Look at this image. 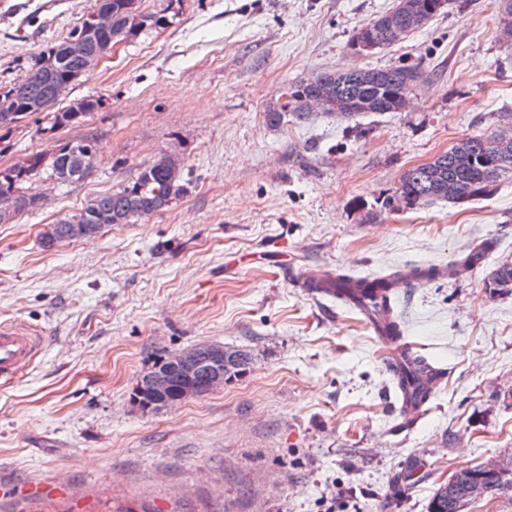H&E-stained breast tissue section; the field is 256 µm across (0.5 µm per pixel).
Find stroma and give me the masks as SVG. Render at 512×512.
Here are the masks:
<instances>
[{
	"label": "stroma",
	"instance_id": "stroma-1",
	"mask_svg": "<svg viewBox=\"0 0 512 512\" xmlns=\"http://www.w3.org/2000/svg\"><path fill=\"white\" fill-rule=\"evenodd\" d=\"M395 0H141L164 27L122 42L54 109L0 136V170L42 206L0 223V323L43 340L0 386V512H428L463 468L512 454V176L489 196L395 209L402 176L462 138L512 129V38L494 0H454L367 55L353 32ZM92 0H0V86L66 38ZM410 65L425 79L397 112H320L269 127L284 87L326 69ZM98 105L55 126L76 100ZM93 136L91 173L51 176ZM182 156L164 210L45 248L47 225ZM465 275L457 260L483 241ZM448 276L399 289L403 340L444 370L416 420L399 411L391 344L303 282L344 269ZM200 342L252 352L224 387L161 412L130 398L161 356ZM97 151V142L93 138H82L77 141L69 142L60 148L57 154L53 156L52 161V176L53 178L55 177L56 184L68 186L84 180L96 162L98 156ZM75 154L84 158L86 161L85 169L88 168V172L81 177H76L72 180H64L61 178L59 168L69 157Z\"/></svg>",
	"mask_w": 512,
	"mask_h": 512
}]
</instances>
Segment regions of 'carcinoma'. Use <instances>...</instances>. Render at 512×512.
<instances>
[{
    "mask_svg": "<svg viewBox=\"0 0 512 512\" xmlns=\"http://www.w3.org/2000/svg\"><path fill=\"white\" fill-rule=\"evenodd\" d=\"M386 15L394 26L406 31L408 36L419 31L413 18L401 8V0H396ZM95 16L105 20L106 28L89 35L87 30ZM165 21L162 14L141 13L138 0H93L91 11L82 23L75 26L64 40L51 47L47 55L35 63L25 80L0 90V115H13L12 121L0 122V131H9L23 119L53 106L59 100L57 89L71 86L86 70L87 57L99 53L108 41L127 40L146 29L161 27ZM78 40L81 41L83 53L74 54L69 51L68 44ZM373 73V79L354 83L350 81L347 70H324L316 74L315 81L307 79L298 82L288 88L283 106L267 110L266 124L277 128L290 116L300 120L308 118L312 115L308 101L315 97L334 101L340 96L349 101H368L371 112H398L402 107L401 96L410 94L423 79L419 68L408 65L375 68ZM96 105L93 99H82L76 106L57 113L56 122L60 125L75 124L93 112ZM489 139L490 136L485 134L468 138L471 145L467 155L461 159L447 152L436 159V163L443 165L446 171L451 191L445 190L437 195L431 193L424 172L415 167L403 175L400 183L402 192L397 198L403 201L405 207L413 208L436 201L464 204L490 194L504 175L512 173V167L498 170L490 164L488 152L483 150V145ZM97 151V142L93 138H82L60 148L52 161V176L56 183L68 186L84 180L82 176L64 180L59 168L69 157L77 154L84 158L85 167L90 169L96 162ZM40 164L41 156L36 155L0 171V209L15 206L20 215L29 211L26 205L29 198L20 194L19 184L34 175ZM180 181L181 169L167 165L160 156L141 168L135 180L129 184L99 195L79 213L59 219L56 242L71 241L68 236L71 224H84L91 234L96 235L110 224H128L134 219L148 217L169 206L184 191ZM395 277L394 273L372 278L343 275L323 283L322 288H334L339 283L344 288L372 297L377 290L389 292ZM131 399L144 410L158 409L157 401L139 382L132 390ZM504 462L506 472L490 483L488 496L512 500V456L505 458ZM429 512H452L445 485H440L434 493Z\"/></svg>",
    "mask_w": 512,
    "mask_h": 512,
    "instance_id": "carcinoma-1",
    "label": "carcinoma"
}]
</instances>
